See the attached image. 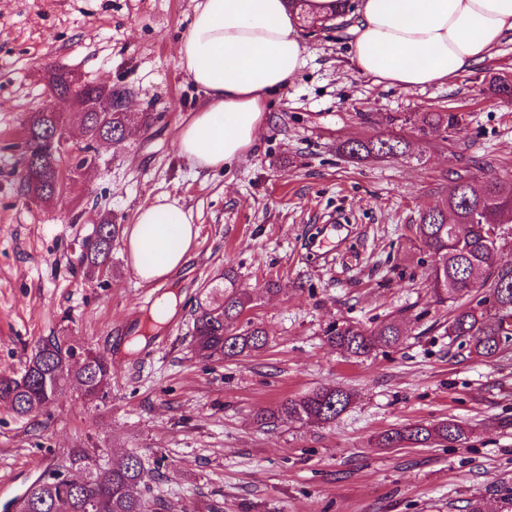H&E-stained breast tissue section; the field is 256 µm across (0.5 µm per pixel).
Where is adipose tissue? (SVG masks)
Returning a JSON list of instances; mask_svg holds the SVG:
<instances>
[{"instance_id":"adipose-tissue-1","label":"adipose tissue","mask_w":512,"mask_h":512,"mask_svg":"<svg viewBox=\"0 0 512 512\" xmlns=\"http://www.w3.org/2000/svg\"><path fill=\"white\" fill-rule=\"evenodd\" d=\"M177 44L182 70L204 98L178 131L180 154L200 172L224 169L255 145L269 99L305 66L302 25L337 18L339 0H194ZM351 62L374 83L413 92L480 65L512 34V0H358ZM191 211L159 196L130 225V266L145 283L190 258Z\"/></svg>"}]
</instances>
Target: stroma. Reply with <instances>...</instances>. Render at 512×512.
Wrapping results in <instances>:
<instances>
[{
    "label": "stroma",
    "mask_w": 512,
    "mask_h": 512,
    "mask_svg": "<svg viewBox=\"0 0 512 512\" xmlns=\"http://www.w3.org/2000/svg\"><path fill=\"white\" fill-rule=\"evenodd\" d=\"M193 0H0V374H20L35 343L58 336L112 359L101 399L68 387L40 412L0 406V506L85 451L98 467L137 455L152 512H512V348L469 354L444 328L452 302L429 290L433 256L420 215L459 177L512 185V104L487 91L512 74V38L448 84L406 93L358 75L352 36L305 25L306 65L270 101L255 147L224 170L196 173L177 132L201 95L178 65ZM131 90L146 132L98 149L70 195L43 207L19 191L21 130L49 100L46 69ZM455 110L448 140L424 143L397 118ZM404 136L408 156L354 162L353 139ZM166 195L198 228L191 260L170 279L137 280L124 240L112 266L79 258L102 215L132 224ZM346 219L332 255L313 244L330 216ZM233 267L254 303L245 317L267 348L232 361L194 350L192 312L218 302ZM280 285L266 292L267 282ZM400 319L399 345L347 358L326 341L334 324L374 330ZM321 387L350 391L336 420L256 423ZM455 419L475 428L451 447L379 448L376 435Z\"/></svg>",
    "instance_id": "stroma-1"
}]
</instances>
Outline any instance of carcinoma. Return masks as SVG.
Masks as SVG:
<instances>
[{
	"label": "carcinoma",
	"mask_w": 512,
	"mask_h": 512,
	"mask_svg": "<svg viewBox=\"0 0 512 512\" xmlns=\"http://www.w3.org/2000/svg\"><path fill=\"white\" fill-rule=\"evenodd\" d=\"M55 94L69 90L68 72L51 70L47 77ZM122 93L112 92L110 112H45L40 111L24 126L22 159L34 170L21 175V190L31 198L51 205L68 194L69 182L82 161L63 175L58 165L60 156L50 142L55 131L68 124H78L87 145L107 137L117 142L127 131L150 129L155 112H122ZM418 131L424 135L450 134L460 125L463 115L448 112H423L417 117ZM410 144L402 137L351 139L343 143L342 153L353 160L368 157L404 155ZM512 211V186L491 179L475 187L463 178L455 180L448 200L420 215L416 236L432 253L434 263L430 290L439 302H455L469 293L472 278L484 279L497 308L459 304L448 321V336L465 343L470 352L490 358L504 350L512 335V266L497 264L500 241L490 240L491 227ZM100 242L81 254V263L89 269L107 265L112 245L122 231L121 225L102 216ZM224 298L218 305L198 304L194 311L192 342L204 358L234 359L246 357L265 348L268 331L248 321H237L252 308L250 292L237 285L233 268H224ZM327 342L344 355L361 358L382 348L398 345L404 329L391 321L377 330L368 331L357 325L341 324L325 332ZM112 380V361L101 352L84 349L65 339L53 337L37 344L26 361L24 371L16 376H0V403L17 416L25 417L55 392L68 384H77L83 399L93 401L104 396ZM351 394L338 388L315 389L298 399H287L276 410L256 417L259 424L275 421L325 424L340 415L350 404ZM473 433L471 426L452 419L434 425L408 424L390 428L376 438L380 448L427 447L433 444H460ZM141 461L127 455L106 470L87 473L82 481L72 482L59 473L49 475V483L38 486L31 495V512H92L94 500L103 499L102 512H149V502L137 491L144 482Z\"/></svg>",
	"instance_id": "1"
}]
</instances>
